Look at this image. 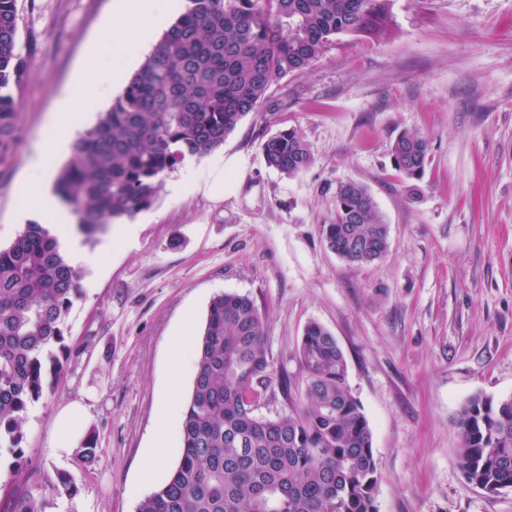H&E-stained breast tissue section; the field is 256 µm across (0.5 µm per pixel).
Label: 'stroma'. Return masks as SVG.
Segmentation results:
<instances>
[{
    "instance_id": "obj_1",
    "label": "stroma",
    "mask_w": 512,
    "mask_h": 512,
    "mask_svg": "<svg viewBox=\"0 0 512 512\" xmlns=\"http://www.w3.org/2000/svg\"><path fill=\"white\" fill-rule=\"evenodd\" d=\"M113 0H17L18 50L31 71L16 90L18 140L0 166V246L26 225L17 181L49 133L55 99L83 61L111 81L134 75L101 39ZM393 34L339 36L302 72L272 86L227 136L229 165L214 192L208 158H190L194 186H162L129 219L132 244L112 229L69 237L88 255L66 318L53 392L29 405L10 493L40 512H136L159 480L143 462L154 447L169 379L171 341L198 337L211 299L250 296L266 320L275 379L255 414L299 404V345L317 323L335 336L379 464V512H512V489L468 483L454 425L473 396L512 397V0H390ZM293 128L312 162L297 174L269 168L263 142ZM404 130L428 137L417 185L390 148ZM356 181L390 226L378 261L352 265L326 245L336 187ZM287 388H280L279 377ZM90 410L91 457L51 448L59 407ZM78 487L58 491L59 475Z\"/></svg>"
}]
</instances>
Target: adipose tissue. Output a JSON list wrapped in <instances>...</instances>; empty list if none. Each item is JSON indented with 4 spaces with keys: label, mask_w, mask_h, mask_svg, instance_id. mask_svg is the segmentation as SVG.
<instances>
[{
    "label": "adipose tissue",
    "mask_w": 512,
    "mask_h": 512,
    "mask_svg": "<svg viewBox=\"0 0 512 512\" xmlns=\"http://www.w3.org/2000/svg\"><path fill=\"white\" fill-rule=\"evenodd\" d=\"M180 7V0H115L114 9L118 20L108 27L113 47L125 48L131 39L158 28ZM108 92V87L97 84L87 74L74 87L62 91L53 121L57 135L49 141L46 154L57 156L70 151L71 142L66 137L67 132L81 128L88 120L87 114L79 110L82 99L104 96ZM44 156L39 154L33 159L32 177L23 182L20 195L26 199L30 197L32 189H39L41 198L32 207V214L48 224L72 223V214L59 203L53 193L54 172L46 166ZM88 423L89 413L84 404L75 401L61 407L56 415V434L51 442L52 448L72 453L85 441Z\"/></svg>",
    "instance_id": "adipose-tissue-1"
}]
</instances>
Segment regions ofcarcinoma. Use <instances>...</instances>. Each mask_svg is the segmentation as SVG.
Returning a JSON list of instances; mask_svg holds the SVG:
<instances>
[{
    "label": "carcinoma",
    "mask_w": 512,
    "mask_h": 512,
    "mask_svg": "<svg viewBox=\"0 0 512 512\" xmlns=\"http://www.w3.org/2000/svg\"><path fill=\"white\" fill-rule=\"evenodd\" d=\"M391 33L389 0H186L123 93L78 139L56 194L89 239L150 208L166 176L222 147L272 85L308 69L337 36ZM17 42L16 0H0V165L17 143L14 89L29 67ZM429 148L427 137L404 131L392 144L393 163L418 180ZM263 154L287 174L311 163L293 128L270 136ZM323 232L328 248L352 264L374 262L389 247V225L358 182L337 186L336 222ZM79 278L43 224L25 225L0 248V449L13 455H22L28 405L62 372L54 349H66ZM265 334L248 296L212 298L183 411L181 459L137 512H378L372 434L336 338L317 323L306 327L302 405L259 418L255 382L272 375ZM456 427L465 479L492 494L512 489V398L472 397Z\"/></svg>",
    "instance_id": "cac0c4a2"
}]
</instances>
